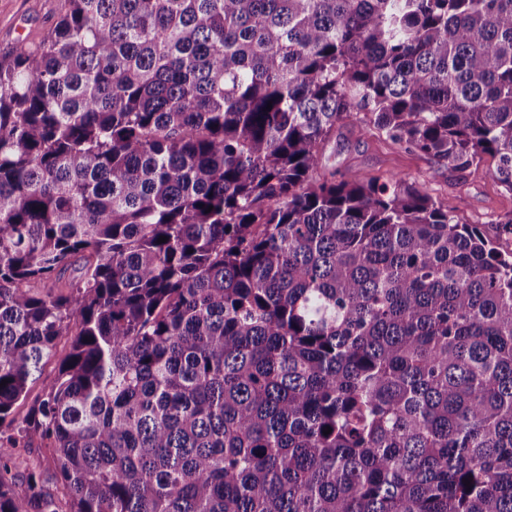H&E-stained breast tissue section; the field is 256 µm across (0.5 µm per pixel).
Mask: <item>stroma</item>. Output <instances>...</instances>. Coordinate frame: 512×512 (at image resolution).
<instances>
[{"instance_id": "stroma-1", "label": "stroma", "mask_w": 512, "mask_h": 512, "mask_svg": "<svg viewBox=\"0 0 512 512\" xmlns=\"http://www.w3.org/2000/svg\"><path fill=\"white\" fill-rule=\"evenodd\" d=\"M64 0H0V55L23 38L40 39L58 21ZM492 161L461 175L426 156L394 144L385 136L366 132L358 119L337 124L322 149L319 175L339 172L367 182L389 173L423 184L433 198L467 224L483 225L495 233L497 220L512 212V194L491 174Z\"/></svg>"}]
</instances>
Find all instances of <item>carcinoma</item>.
Segmentation results:
<instances>
[{
  "mask_svg": "<svg viewBox=\"0 0 512 512\" xmlns=\"http://www.w3.org/2000/svg\"><path fill=\"white\" fill-rule=\"evenodd\" d=\"M66 4L0 55V512H512V250L316 176L358 116L512 194V0ZM70 339L71 336H62L58 339L55 356L44 364L39 378L29 385L27 398L15 405L11 417L14 416L20 419L27 413L34 401L44 396L57 375L59 362L69 350Z\"/></svg>",
  "mask_w": 512,
  "mask_h": 512,
  "instance_id": "obj_1",
  "label": "carcinoma"
}]
</instances>
